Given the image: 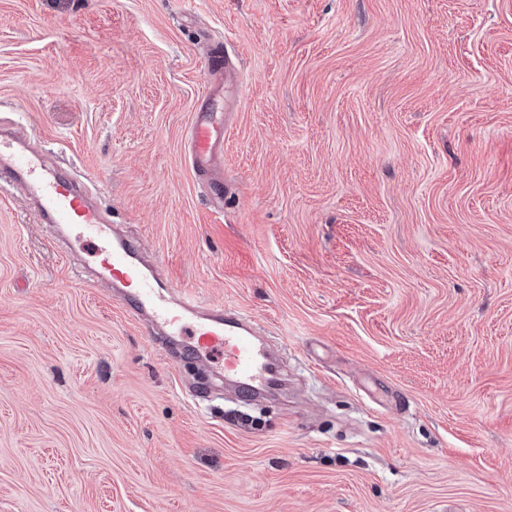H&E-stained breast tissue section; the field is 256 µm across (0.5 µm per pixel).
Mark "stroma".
<instances>
[{"mask_svg":"<svg viewBox=\"0 0 512 512\" xmlns=\"http://www.w3.org/2000/svg\"><path fill=\"white\" fill-rule=\"evenodd\" d=\"M0 131L289 379L192 397L1 175L0 512H512V0H0ZM218 112L205 108L196 112L191 128V152L195 170L211 173L224 148V127Z\"/></svg>","mask_w":512,"mask_h":512,"instance_id":"obj_1","label":"stroma"}]
</instances>
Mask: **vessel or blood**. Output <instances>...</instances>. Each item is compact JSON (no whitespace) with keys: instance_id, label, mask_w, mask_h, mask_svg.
Returning <instances> with one entry per match:
<instances>
[{"instance_id":"vessel-or-blood-1","label":"vessel or blood","mask_w":512,"mask_h":512,"mask_svg":"<svg viewBox=\"0 0 512 512\" xmlns=\"http://www.w3.org/2000/svg\"><path fill=\"white\" fill-rule=\"evenodd\" d=\"M223 148L224 129L216 113L207 108L197 112L191 128L195 170L211 172ZM0 156L8 158L16 180L36 195L43 222L79 227L95 242L98 280L126 309L167 337L185 339L190 355L223 358L239 400L252 401L264 389L270 355L250 320L166 289L158 266L144 262L140 243L117 237L102 208L48 169L37 150L18 148L1 137Z\"/></svg>"}]
</instances>
